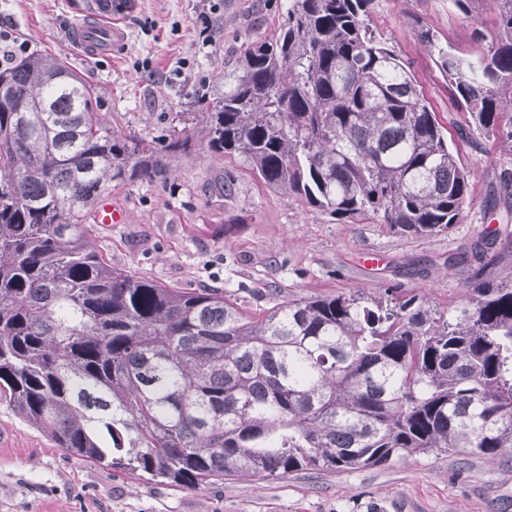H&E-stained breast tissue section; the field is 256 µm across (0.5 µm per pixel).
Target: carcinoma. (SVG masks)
<instances>
[{"label":"carcinoma","mask_w":512,"mask_h":512,"mask_svg":"<svg viewBox=\"0 0 512 512\" xmlns=\"http://www.w3.org/2000/svg\"><path fill=\"white\" fill-rule=\"evenodd\" d=\"M373 0H288L198 126L116 130L65 61L0 70V403L64 452L197 489L404 456L512 450V278L434 317L413 294L292 297L259 314L222 288H172L91 243L94 203L166 174L200 134L267 189L347 224L450 231L472 204L436 113L369 23ZM477 61L437 45L467 106L460 136L512 152V0Z\"/></svg>","instance_id":"obj_1"}]
</instances>
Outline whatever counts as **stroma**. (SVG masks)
<instances>
[{
  "label": "stroma",
  "mask_w": 512,
  "mask_h": 512,
  "mask_svg": "<svg viewBox=\"0 0 512 512\" xmlns=\"http://www.w3.org/2000/svg\"><path fill=\"white\" fill-rule=\"evenodd\" d=\"M84 0H0V31L32 54L62 58L98 97L100 112L124 133H167L182 112L224 91L247 44L270 35L287 0H126L121 36L92 56L71 31ZM497 0H374L375 32L408 62L414 80L459 153L473 202L448 233L403 236L365 220L342 224L304 200L266 189L241 161L198 149L171 160L165 178L114 188L118 224L96 225L94 246L114 267L177 288H224L243 308L280 299L386 288L424 295L451 314L476 277L512 272V243L476 257L473 243L512 225V154L497 140L460 141L470 115L437 55L419 33L433 32L473 59L496 35ZM211 40L202 42L199 30ZM151 61L144 69L143 61ZM236 193L225 198V179ZM367 253L379 266L360 265ZM0 512H512V454L494 461L467 452L411 455L349 471H301L268 480L238 478L187 489L133 478L67 456L39 429L0 405Z\"/></svg>",
  "instance_id": "35a3bbf8"
}]
</instances>
